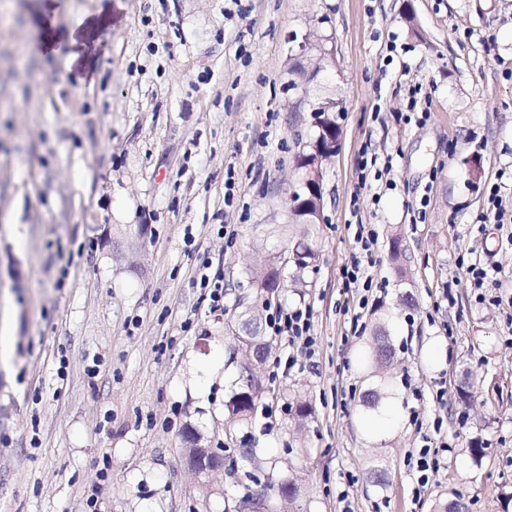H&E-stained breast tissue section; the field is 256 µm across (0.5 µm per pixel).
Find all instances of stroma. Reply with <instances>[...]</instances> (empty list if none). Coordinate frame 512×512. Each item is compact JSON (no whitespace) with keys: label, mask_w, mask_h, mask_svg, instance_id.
<instances>
[{"label":"stroma","mask_w":512,"mask_h":512,"mask_svg":"<svg viewBox=\"0 0 512 512\" xmlns=\"http://www.w3.org/2000/svg\"><path fill=\"white\" fill-rule=\"evenodd\" d=\"M309 30L331 39L336 68L311 92L335 94L341 147L320 260L279 302L310 304L318 347L282 374L277 341L266 395L229 438L233 340L193 281L219 260L225 308L256 302L249 268L288 244L294 157L315 132L294 43ZM413 97L426 122L400 121ZM367 153L389 171L363 168ZM494 187L512 206V0H0V512H226L264 474L242 461L198 478L189 429L299 468L305 496L285 512H433L457 490L469 512H501L512 225L480 219ZM356 224L378 237L369 292L341 277L361 256ZM476 261L491 269L480 289ZM350 297L370 303L355 332ZM381 302L399 421L372 440L358 358ZM466 369L480 383L465 408ZM296 396L313 407L301 429ZM426 447L439 464L421 488ZM439 449L436 448H422L419 449L416 459V471L419 474L417 477L418 487H424L430 480V473L434 472L438 464Z\"/></svg>","instance_id":"obj_1"}]
</instances>
